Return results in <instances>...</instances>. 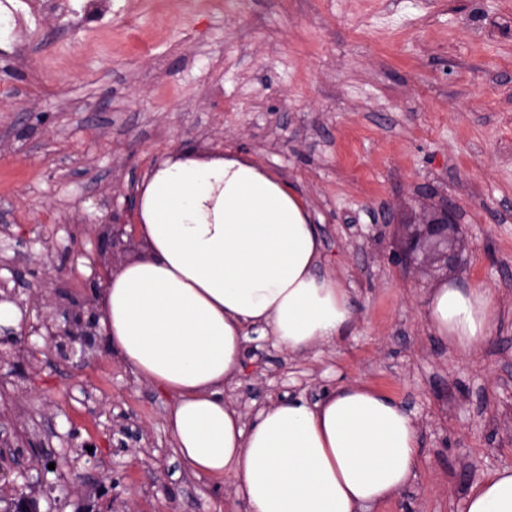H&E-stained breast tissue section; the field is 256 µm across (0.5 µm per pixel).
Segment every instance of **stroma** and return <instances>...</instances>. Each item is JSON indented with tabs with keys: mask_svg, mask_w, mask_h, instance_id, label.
Here are the masks:
<instances>
[{
	"mask_svg": "<svg viewBox=\"0 0 512 512\" xmlns=\"http://www.w3.org/2000/svg\"><path fill=\"white\" fill-rule=\"evenodd\" d=\"M0 261L30 319L85 310L93 271L141 253L99 226L174 152H230L309 205L322 271L350 291L348 336L295 356L250 335L224 398L244 418L361 383L417 420L422 454L371 512H461L512 468V0H0ZM455 208L467 263L398 257L406 227ZM489 288L498 328L473 357L420 313L445 278ZM66 341L0 343V512H237L231 482L175 450V398L104 336L74 369ZM54 464L24 484L18 465Z\"/></svg>",
	"mask_w": 512,
	"mask_h": 512,
	"instance_id": "obj_1",
	"label": "stroma"
}]
</instances>
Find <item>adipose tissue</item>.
<instances>
[{
  "instance_id": "obj_1",
  "label": "adipose tissue",
  "mask_w": 512,
  "mask_h": 512,
  "mask_svg": "<svg viewBox=\"0 0 512 512\" xmlns=\"http://www.w3.org/2000/svg\"><path fill=\"white\" fill-rule=\"evenodd\" d=\"M141 254L97 296L99 323L141 379L175 395L168 425L195 471L230 480L245 512H369L414 477L420 428L393 398L340 385L251 422L224 399L251 334L292 355L352 326L355 305L320 272L323 245L306 205L270 170L221 152H176L138 187ZM429 330L476 352L501 319L490 291L456 280L429 289ZM463 512H512V469L488 474Z\"/></svg>"
}]
</instances>
